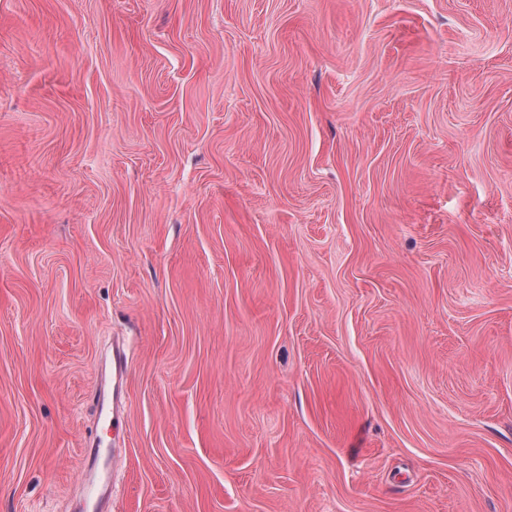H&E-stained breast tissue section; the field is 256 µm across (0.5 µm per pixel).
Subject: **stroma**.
I'll return each instance as SVG.
<instances>
[{
    "label": "stroma",
    "instance_id": "1",
    "mask_svg": "<svg viewBox=\"0 0 512 512\" xmlns=\"http://www.w3.org/2000/svg\"><path fill=\"white\" fill-rule=\"evenodd\" d=\"M106 476L512 512V0H0V512Z\"/></svg>",
    "mask_w": 512,
    "mask_h": 512
}]
</instances>
